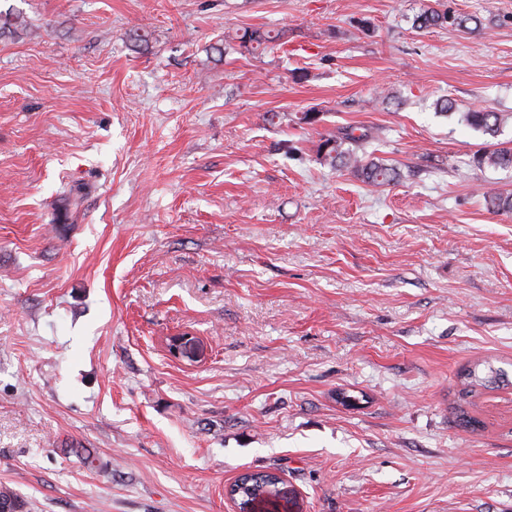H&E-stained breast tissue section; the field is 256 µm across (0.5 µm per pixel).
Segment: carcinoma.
Returning <instances> with one entry per match:
<instances>
[{
	"mask_svg": "<svg viewBox=\"0 0 512 512\" xmlns=\"http://www.w3.org/2000/svg\"><path fill=\"white\" fill-rule=\"evenodd\" d=\"M468 18L451 17L446 12L428 9L415 18L414 25L418 29L442 26L446 23L461 28L467 27ZM281 38L280 33L262 31L260 29H246L237 36L239 47L248 52H254L261 47H268ZM460 120L485 135L496 136L505 117L494 111H474L460 113ZM369 138L368 132L354 135V129L349 128L339 136H330L321 141L318 154L331 165L351 170L364 183L372 187L390 185L398 180L397 168L380 158L368 159L358 153L357 148L362 141ZM469 166L477 170L486 169H512V148L494 145L475 154ZM488 209L495 213L512 214V194H494L484 196ZM485 370H479L475 363L463 369L460 374L461 397H472L481 389H495L500 387L507 378V374L494 367L490 362H482ZM239 489L236 495L237 503L250 506L252 512H267V506L272 504V498L279 494V485L270 477L262 474L244 477L236 484ZM27 502L22 499L10 486L0 485V512H26Z\"/></svg>",
	"mask_w": 512,
	"mask_h": 512,
	"instance_id": "cac0c4a2",
	"label": "carcinoma"
}]
</instances>
